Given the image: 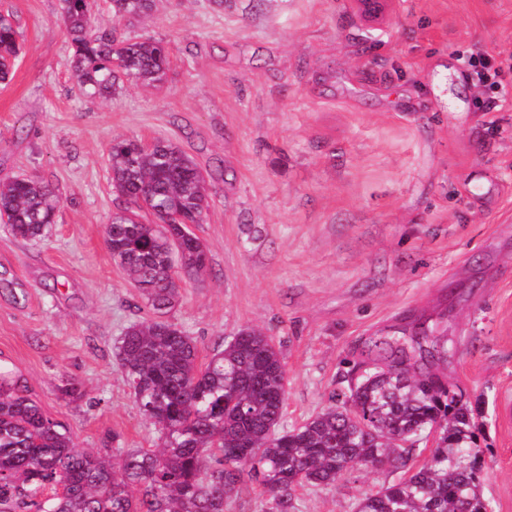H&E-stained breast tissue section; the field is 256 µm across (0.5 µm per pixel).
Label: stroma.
<instances>
[{
	"mask_svg": "<svg viewBox=\"0 0 512 512\" xmlns=\"http://www.w3.org/2000/svg\"><path fill=\"white\" fill-rule=\"evenodd\" d=\"M387 4L369 23L352 0H155L116 26L97 0L117 36L170 49L161 83L99 99L72 77L58 0H0L23 45L0 85V176L61 196L42 238L0 224V368L77 447L158 443L114 349L151 312L105 237L125 206L113 139L169 140L207 179L193 231L210 263L165 321L204 358L245 327L271 336L286 430L332 405L372 340L432 317L449 385L483 408L484 495L512 512V0ZM482 53L502 69L484 92L465 65ZM403 476L357 466L297 488L292 512H355Z\"/></svg>",
	"mask_w": 512,
	"mask_h": 512,
	"instance_id": "obj_1",
	"label": "stroma"
}]
</instances>
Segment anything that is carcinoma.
I'll list each match as a JSON object with an SVG mask.
<instances>
[{
	"label": "carcinoma",
	"instance_id": "cac0c4a2",
	"mask_svg": "<svg viewBox=\"0 0 512 512\" xmlns=\"http://www.w3.org/2000/svg\"><path fill=\"white\" fill-rule=\"evenodd\" d=\"M153 7L154 0H111L112 21L145 18ZM59 14L84 94L106 98L126 84L163 80L164 41L116 37L97 25L88 0H59ZM21 51L13 19L0 14V83L9 81ZM109 162L111 185L126 206L112 213L107 248L161 313L175 303L180 283L207 273L198 238L172 254L168 237L179 228L162 224L165 213L202 223L206 180L170 141L139 150L130 139H115ZM139 192L150 197L152 213L135 223L128 213L137 212ZM59 205L47 181L0 177V219L17 238L43 236ZM434 333L427 322H412V352L382 342L377 356L352 370L336 403L280 432L286 371L271 337L241 329L201 364L196 342L177 326L133 322L117 341V356L160 444L118 448L114 463L77 448L25 387L0 370V512H224L246 475L272 495L278 512H290L296 488L331 485L354 465L406 468L416 446L401 441L435 426L439 437L425 462L365 495L357 512H491L476 439L479 407L456 398L435 368L445 352Z\"/></svg>",
	"mask_w": 512,
	"mask_h": 512
}]
</instances>
